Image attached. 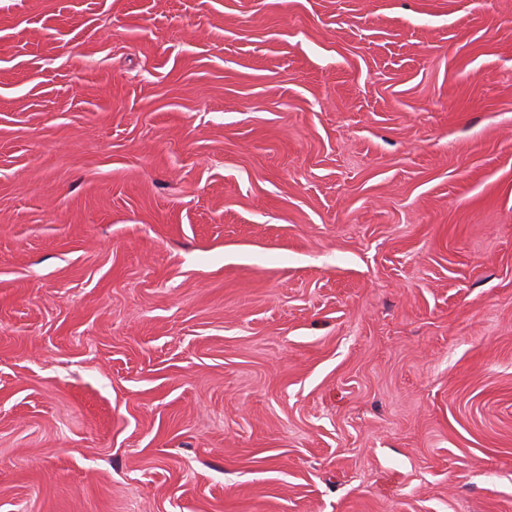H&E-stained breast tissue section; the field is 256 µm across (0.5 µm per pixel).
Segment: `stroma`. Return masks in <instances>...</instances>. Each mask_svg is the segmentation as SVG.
Segmentation results:
<instances>
[{
  "instance_id": "1",
  "label": "stroma",
  "mask_w": 512,
  "mask_h": 512,
  "mask_svg": "<svg viewBox=\"0 0 512 512\" xmlns=\"http://www.w3.org/2000/svg\"><path fill=\"white\" fill-rule=\"evenodd\" d=\"M0 512H512V0H0Z\"/></svg>"
}]
</instances>
